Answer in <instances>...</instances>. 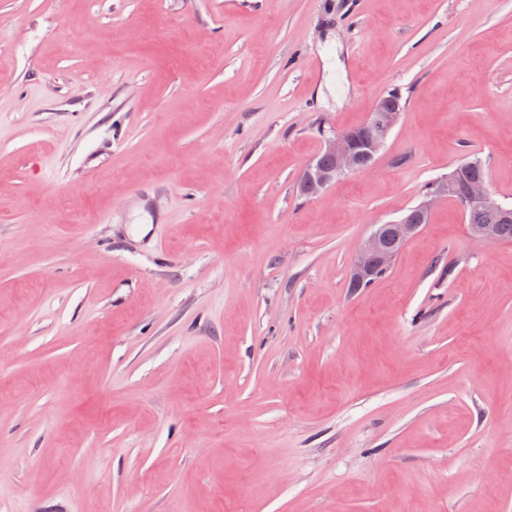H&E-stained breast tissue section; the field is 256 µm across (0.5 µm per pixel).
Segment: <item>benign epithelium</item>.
Here are the masks:
<instances>
[{
    "mask_svg": "<svg viewBox=\"0 0 512 512\" xmlns=\"http://www.w3.org/2000/svg\"><path fill=\"white\" fill-rule=\"evenodd\" d=\"M400 118L399 111L381 112L375 108L369 113L361 134L336 131L326 136L322 150L333 160L334 165L325 170L314 161L309 163L300 181L302 194L308 198L315 197L336 179L370 169L365 164V158H376ZM454 190L455 182L452 178H442L437 188L424 195L416 206L420 219L430 217L435 205ZM466 199L469 203L471 238L484 243L499 242L498 223L512 216V207L498 201L483 180L468 186ZM421 228L422 224H412L404 217L388 224L375 225L355 255L351 269L352 279L362 282L372 277L378 269H389L406 242Z\"/></svg>",
    "mask_w": 512,
    "mask_h": 512,
    "instance_id": "benign-epithelium-1",
    "label": "benign epithelium"
}]
</instances>
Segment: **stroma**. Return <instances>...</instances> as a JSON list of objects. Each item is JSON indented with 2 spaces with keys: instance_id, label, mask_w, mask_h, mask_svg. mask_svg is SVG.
<instances>
[{
  "instance_id": "obj_1",
  "label": "stroma",
  "mask_w": 512,
  "mask_h": 512,
  "mask_svg": "<svg viewBox=\"0 0 512 512\" xmlns=\"http://www.w3.org/2000/svg\"><path fill=\"white\" fill-rule=\"evenodd\" d=\"M473 156L512 205V0H0V512H512V241L349 285ZM396 94L392 92L383 96L385 99L378 105H381L383 111L391 112H380L378 108H374L369 113L360 135L355 132L336 131L324 138L322 146L324 154L320 153L316 157L321 166L315 161L310 162L302 174L300 190L303 195L308 198L315 197L336 179L347 174L366 171L373 166V164H365L363 154H367L374 160L390 132L398 124L402 111L393 110H402L404 103L402 97ZM360 137L363 141H360ZM322 167L329 170H324ZM435 182L425 187V193L432 192L424 195L422 201L416 206L420 216L419 224H411L406 219L413 222L417 220L415 207H412L407 211L405 217L397 221L375 225L374 230L360 244L351 269L352 279L360 283L351 282L353 288H366L381 279L387 271L377 272L372 277L376 269H389L406 242L424 226V219L430 217L435 205L440 200L448 198V195L455 190V182L452 177L446 175L438 182L437 188L434 190L437 183ZM370 277L371 279H369Z\"/></svg>"
}]
</instances>
